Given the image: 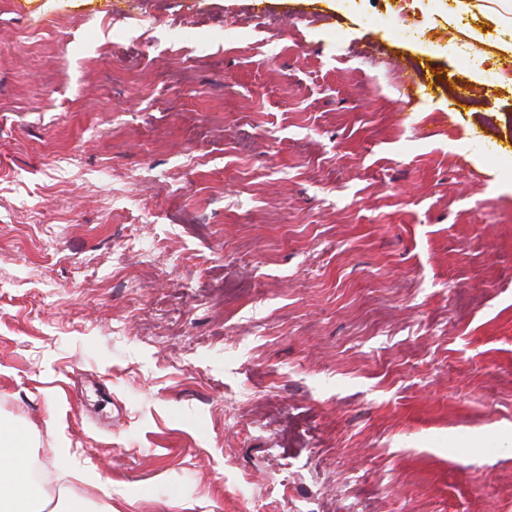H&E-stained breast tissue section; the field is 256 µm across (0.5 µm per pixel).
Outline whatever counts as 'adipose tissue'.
<instances>
[{"label": "adipose tissue", "instance_id": "obj_1", "mask_svg": "<svg viewBox=\"0 0 512 512\" xmlns=\"http://www.w3.org/2000/svg\"><path fill=\"white\" fill-rule=\"evenodd\" d=\"M27 431L0 425V512H112V490L101 487L102 499L81 496L52 503L34 477Z\"/></svg>", "mask_w": 512, "mask_h": 512}]
</instances>
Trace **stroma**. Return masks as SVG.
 I'll return each instance as SVG.
<instances>
[{
	"label": "stroma",
	"mask_w": 512,
	"mask_h": 512,
	"mask_svg": "<svg viewBox=\"0 0 512 512\" xmlns=\"http://www.w3.org/2000/svg\"><path fill=\"white\" fill-rule=\"evenodd\" d=\"M0 0V419L112 512H512V67L485 8Z\"/></svg>",
	"instance_id": "1"
}]
</instances>
